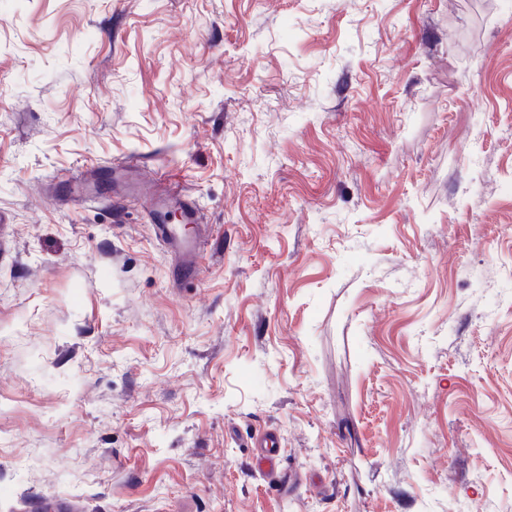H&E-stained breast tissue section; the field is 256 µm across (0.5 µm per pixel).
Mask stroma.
I'll return each mask as SVG.
<instances>
[{"mask_svg": "<svg viewBox=\"0 0 512 512\" xmlns=\"http://www.w3.org/2000/svg\"><path fill=\"white\" fill-rule=\"evenodd\" d=\"M120 162L196 277L55 200ZM57 498L512 512V0H0V512ZM168 200L167 202H164ZM152 202V214L155 220L160 224L157 226L162 238L172 246L177 247L181 251V262L178 269L183 278L196 277L199 271V251L197 248V238L189 239L182 233L181 225L165 224L168 210L172 207L182 209L188 223L197 220V209L195 205L180 198L165 199Z\"/></svg>", "mask_w": 512, "mask_h": 512, "instance_id": "35a3bbf8", "label": "stroma"}]
</instances>
